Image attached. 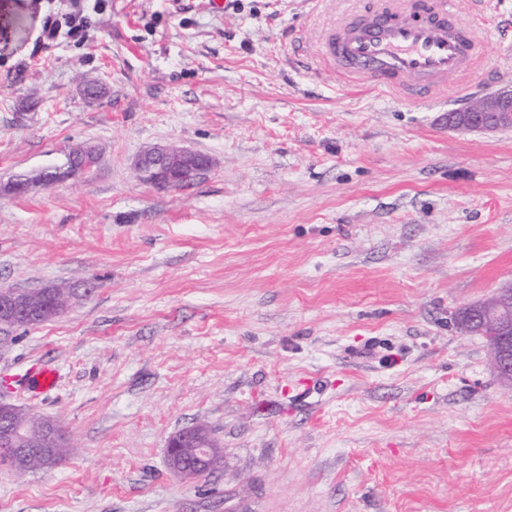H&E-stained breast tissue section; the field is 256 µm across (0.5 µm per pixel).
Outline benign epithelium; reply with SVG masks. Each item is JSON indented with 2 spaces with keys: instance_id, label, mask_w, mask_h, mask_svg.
<instances>
[{
  "instance_id": "7a95c632",
  "label": "benign epithelium",
  "mask_w": 512,
  "mask_h": 512,
  "mask_svg": "<svg viewBox=\"0 0 512 512\" xmlns=\"http://www.w3.org/2000/svg\"><path fill=\"white\" fill-rule=\"evenodd\" d=\"M512 127V86L502 87L475 106L448 113V128L453 130L495 133ZM83 148L70 149L66 154V165L58 171L51 167L32 170L34 179L42 187L51 186V175L62 182L92 172L80 160ZM135 168L144 182L165 191L181 190L190 186L211 168L209 158L188 149L174 146H157L141 154ZM56 295L53 287H45L40 296L34 297L28 290L12 289L0 292V327L8 329L43 320L47 316V303ZM463 321L472 334H485L492 328L499 336L494 354L493 368L500 379L512 384V285L503 286L491 298L471 304L460 311ZM24 413V408L0 396V447L9 448L17 458L14 470L24 475L26 465L34 456H47L62 441L71 443L58 420L40 416V436L30 440L23 436L16 424V418ZM200 432L196 429L184 430L168 441V464L181 477L192 479L199 476L198 470L209 469L214 464L211 448H195L196 464L185 467L179 463L178 448H194Z\"/></svg>"
}]
</instances>
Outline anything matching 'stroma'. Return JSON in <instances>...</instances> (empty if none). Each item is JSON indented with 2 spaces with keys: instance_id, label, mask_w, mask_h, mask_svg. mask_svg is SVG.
<instances>
[{
  "instance_id": "obj_1",
  "label": "stroma",
  "mask_w": 512,
  "mask_h": 512,
  "mask_svg": "<svg viewBox=\"0 0 512 512\" xmlns=\"http://www.w3.org/2000/svg\"><path fill=\"white\" fill-rule=\"evenodd\" d=\"M377 2L107 0L41 48L70 0H0V288L98 285L0 344V394L78 445L0 462V512H512V386L454 325L512 282V127L447 126L512 85V0H453L487 57L414 99L316 54ZM76 145L95 174L4 194ZM159 145L212 168L157 190L134 161ZM194 426L224 460L184 479ZM92 24L91 14L79 5L62 15H48L43 22L40 44L45 46L54 42L61 32L73 41L83 43L88 39ZM204 437H209L206 430L203 428H197ZM196 429L184 430L176 435L172 436L168 441V464L174 469V471L181 477L186 479H192L199 475L198 470L209 469L214 464L213 448H200L193 447L196 445L201 433ZM175 448H181V462L184 464H190L194 456H196V464L192 467H184L179 461L178 454Z\"/></svg>"
}]
</instances>
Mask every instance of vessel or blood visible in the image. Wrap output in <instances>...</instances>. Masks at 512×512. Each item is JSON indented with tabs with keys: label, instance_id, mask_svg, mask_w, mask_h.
Here are the masks:
<instances>
[{
	"label": "vessel or blood",
	"instance_id": "vessel-or-blood-1",
	"mask_svg": "<svg viewBox=\"0 0 512 512\" xmlns=\"http://www.w3.org/2000/svg\"><path fill=\"white\" fill-rule=\"evenodd\" d=\"M452 15L449 0H382L379 11L337 26L319 53L349 85L431 96L481 56L471 29Z\"/></svg>",
	"mask_w": 512,
	"mask_h": 512
}]
</instances>
